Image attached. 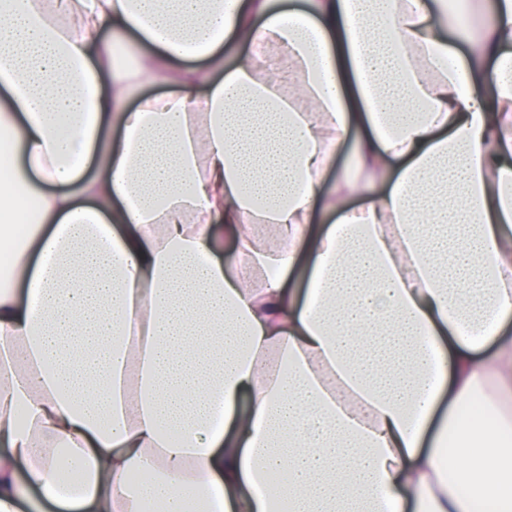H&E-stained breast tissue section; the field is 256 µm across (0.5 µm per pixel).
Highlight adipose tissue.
<instances>
[{"label": "adipose tissue", "instance_id": "obj_1", "mask_svg": "<svg viewBox=\"0 0 512 512\" xmlns=\"http://www.w3.org/2000/svg\"><path fill=\"white\" fill-rule=\"evenodd\" d=\"M0 87V512H512V0H0Z\"/></svg>", "mask_w": 512, "mask_h": 512}]
</instances>
